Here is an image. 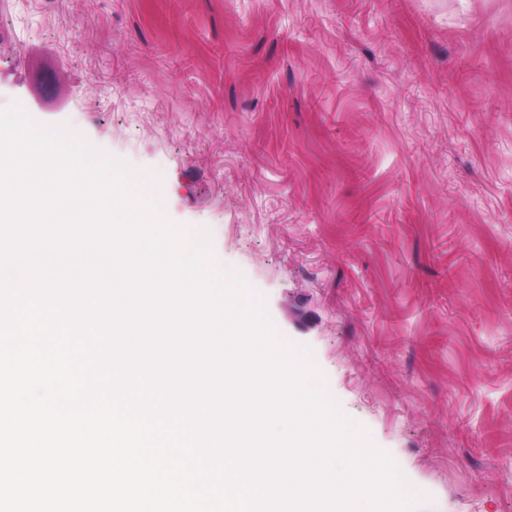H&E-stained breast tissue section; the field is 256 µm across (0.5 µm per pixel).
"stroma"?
Returning a JSON list of instances; mask_svg holds the SVG:
<instances>
[{
  "mask_svg": "<svg viewBox=\"0 0 512 512\" xmlns=\"http://www.w3.org/2000/svg\"><path fill=\"white\" fill-rule=\"evenodd\" d=\"M15 100L160 172L413 512H512V0H0Z\"/></svg>",
  "mask_w": 512,
  "mask_h": 512,
  "instance_id": "stroma-1",
  "label": "stroma"
}]
</instances>
